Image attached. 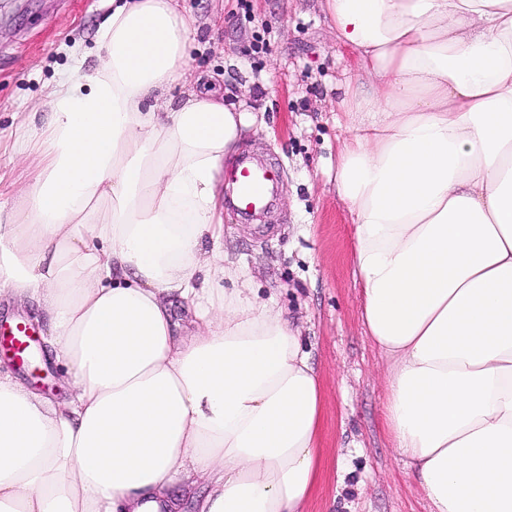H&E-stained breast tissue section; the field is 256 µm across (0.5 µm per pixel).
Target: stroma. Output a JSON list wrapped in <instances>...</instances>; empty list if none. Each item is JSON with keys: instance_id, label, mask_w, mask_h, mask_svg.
<instances>
[{"instance_id": "stroma-1", "label": "stroma", "mask_w": 512, "mask_h": 512, "mask_svg": "<svg viewBox=\"0 0 512 512\" xmlns=\"http://www.w3.org/2000/svg\"><path fill=\"white\" fill-rule=\"evenodd\" d=\"M195 21L190 63L158 109L196 88L241 102L255 126L230 161L279 165L284 189L261 223L224 214V251L263 299L293 317L317 369L323 413L318 481L305 512H428L383 427L389 361L360 321L352 224L336 194L337 103L358 72L324 0H178ZM112 0H0V190L18 201L28 168L18 128L44 112L74 55L96 66Z\"/></svg>"}]
</instances>
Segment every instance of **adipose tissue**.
Masks as SVG:
<instances>
[{"label":"adipose tissue","mask_w":512,"mask_h":512,"mask_svg":"<svg viewBox=\"0 0 512 512\" xmlns=\"http://www.w3.org/2000/svg\"><path fill=\"white\" fill-rule=\"evenodd\" d=\"M373 81L340 103L336 189L383 420L429 512H512V0H325ZM175 0H124L100 64L47 93L0 293L36 304L57 399L0 367V512H303L320 378L219 250L216 175L256 118L187 93ZM190 313L189 329L172 318Z\"/></svg>","instance_id":"obj_1"}]
</instances>
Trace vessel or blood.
Wrapping results in <instances>:
<instances>
[{
  "instance_id": "1",
  "label": "vessel or blood",
  "mask_w": 512,
  "mask_h": 512,
  "mask_svg": "<svg viewBox=\"0 0 512 512\" xmlns=\"http://www.w3.org/2000/svg\"><path fill=\"white\" fill-rule=\"evenodd\" d=\"M224 180L234 187L231 209L242 216L265 210L281 187L278 167L248 159L239 160L225 170ZM1 334H4L7 346L18 363L28 364L35 346L32 327L17 321Z\"/></svg>"
}]
</instances>
